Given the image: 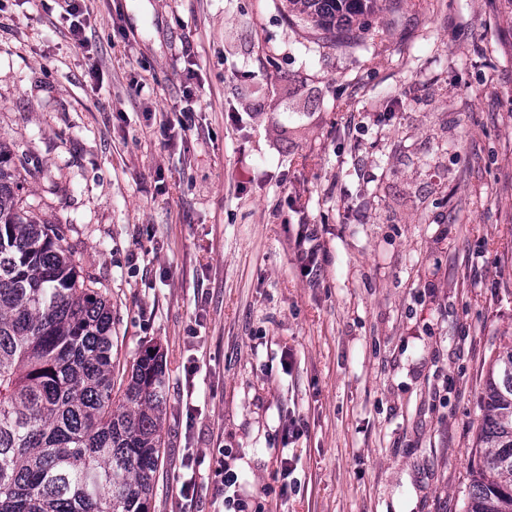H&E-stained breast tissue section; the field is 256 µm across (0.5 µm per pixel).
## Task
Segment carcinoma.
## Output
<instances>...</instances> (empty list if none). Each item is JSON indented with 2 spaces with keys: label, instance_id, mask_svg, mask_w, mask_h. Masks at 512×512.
I'll list each match as a JSON object with an SVG mask.
<instances>
[{
  "label": "carcinoma",
  "instance_id": "cac0c4a2",
  "mask_svg": "<svg viewBox=\"0 0 512 512\" xmlns=\"http://www.w3.org/2000/svg\"><path fill=\"white\" fill-rule=\"evenodd\" d=\"M350 34L380 0H287ZM0 140V512H150L167 414L163 354L112 361V310L63 231L22 204ZM480 398L465 512H512V336Z\"/></svg>",
  "mask_w": 512,
  "mask_h": 512
}]
</instances>
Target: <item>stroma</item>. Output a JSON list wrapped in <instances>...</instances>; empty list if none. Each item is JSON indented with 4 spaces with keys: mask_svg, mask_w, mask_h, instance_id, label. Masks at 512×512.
Masks as SVG:
<instances>
[{
    "mask_svg": "<svg viewBox=\"0 0 512 512\" xmlns=\"http://www.w3.org/2000/svg\"><path fill=\"white\" fill-rule=\"evenodd\" d=\"M79 8L0 0V140L113 356L163 354L151 512H464L512 332V5L383 0L354 40L286 0Z\"/></svg>",
    "mask_w": 512,
    "mask_h": 512,
    "instance_id": "1",
    "label": "stroma"
}]
</instances>
